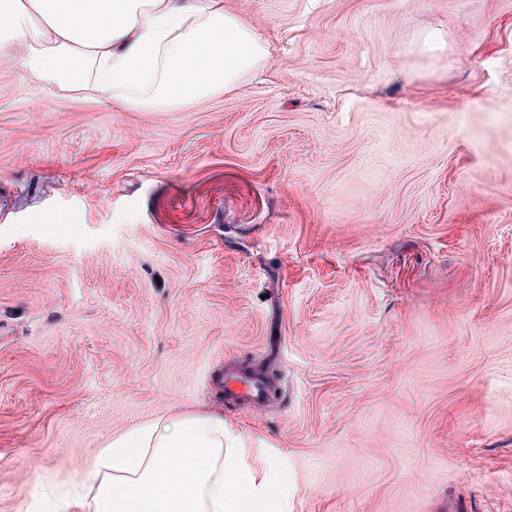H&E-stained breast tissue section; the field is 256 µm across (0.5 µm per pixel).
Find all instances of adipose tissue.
<instances>
[{"mask_svg": "<svg viewBox=\"0 0 512 512\" xmlns=\"http://www.w3.org/2000/svg\"><path fill=\"white\" fill-rule=\"evenodd\" d=\"M13 47L53 90L156 112L231 90L268 59L224 0H0V51ZM261 445L223 411L171 413L117 433L88 493L43 500L41 512H284L285 466L248 462Z\"/></svg>", "mask_w": 512, "mask_h": 512, "instance_id": "adipose-tissue-1", "label": "adipose tissue"}]
</instances>
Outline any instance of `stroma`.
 Listing matches in <instances>:
<instances>
[{
    "label": "stroma",
    "mask_w": 512,
    "mask_h": 512,
    "mask_svg": "<svg viewBox=\"0 0 512 512\" xmlns=\"http://www.w3.org/2000/svg\"><path fill=\"white\" fill-rule=\"evenodd\" d=\"M224 5L268 60L169 112L0 54V512L213 407L288 512H512V0ZM223 383L224 396L244 404L261 406L270 394V388L264 380L256 379L234 367L225 369Z\"/></svg>",
    "instance_id": "stroma-1"
}]
</instances>
